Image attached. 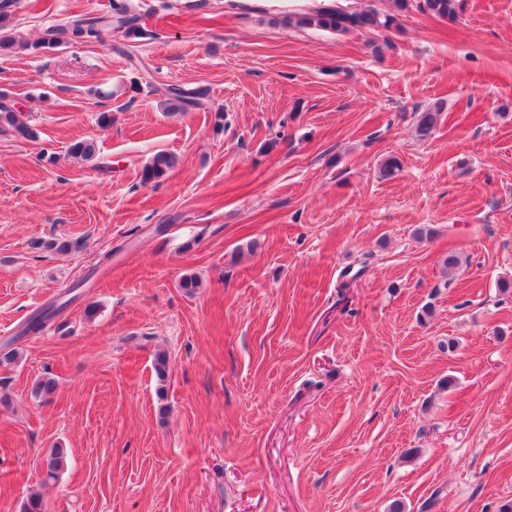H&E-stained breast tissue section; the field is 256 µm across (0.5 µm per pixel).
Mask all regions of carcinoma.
<instances>
[{
    "instance_id": "carcinoma-1",
    "label": "carcinoma",
    "mask_w": 512,
    "mask_h": 512,
    "mask_svg": "<svg viewBox=\"0 0 512 512\" xmlns=\"http://www.w3.org/2000/svg\"><path fill=\"white\" fill-rule=\"evenodd\" d=\"M19 0H0V51H8L14 43L10 36L2 34L10 26ZM395 11L380 13L375 10L349 11L337 5L309 8L295 16V24L301 28L325 30L334 33H347L354 30H390L398 26V17L412 7L431 16L452 20L457 13V0H393ZM121 32L126 37L142 35L138 16L130 13L126 0H110L108 9L92 17L76 20L63 31L54 28L47 30L46 36L29 46L33 51L53 48L65 40L83 43L104 42L112 38V33ZM153 93L160 96L159 104L169 111L186 112L203 109L206 106L208 90L197 88L187 90L178 85L156 88ZM6 94L0 93V133H14L26 139L37 138V133L18 121L13 107L5 102ZM444 104L436 102L419 113L416 119L418 137L426 139L438 122ZM69 155L84 162L95 160L96 143L84 139L70 144ZM176 165V157L167 152H158L143 167L141 181L144 184L161 181ZM65 304L52 305L33 316L21 330L20 335L30 336L41 331L45 321L60 313ZM67 464L66 452L62 448L51 450L46 464V477L56 479Z\"/></svg>"
}]
</instances>
